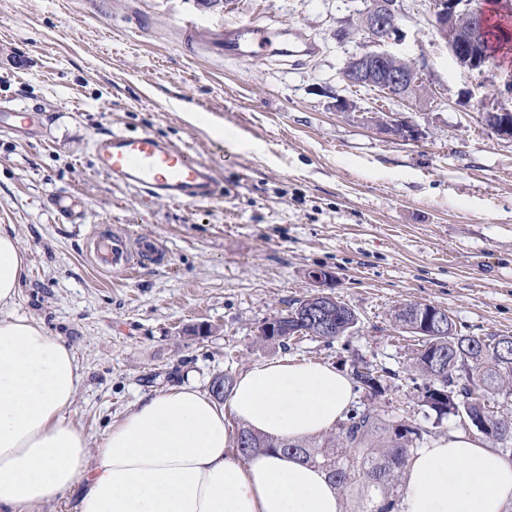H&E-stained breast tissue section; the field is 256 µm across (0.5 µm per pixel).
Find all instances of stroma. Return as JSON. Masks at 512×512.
<instances>
[{
  "mask_svg": "<svg viewBox=\"0 0 512 512\" xmlns=\"http://www.w3.org/2000/svg\"><path fill=\"white\" fill-rule=\"evenodd\" d=\"M391 51L423 66L446 105L417 115L424 138L380 134L333 109L346 60L339 40L364 0H0V110L33 108L29 130L0 129V225L28 268L12 307L72 346L82 383L70 417L97 443L141 398L238 375L279 358L386 370L382 395L357 402L425 429L464 430L418 400L416 342L390 314L445 310L462 332L512 335V141L486 127L470 92L504 70L459 67L430 22L429 0H402ZM254 18L319 50L260 63L214 53L205 36ZM193 22L201 40L183 41ZM153 132L210 164L223 195L153 201L97 173L91 144L110 130ZM77 195L69 217L53 199ZM155 240L134 275L93 264L104 235ZM355 310L353 333L264 346L258 331L314 290L313 271Z\"/></svg>",
  "mask_w": 512,
  "mask_h": 512,
  "instance_id": "1",
  "label": "stroma"
}]
</instances>
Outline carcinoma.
I'll return each mask as SVG.
<instances>
[{
    "instance_id": "carcinoma-1",
    "label": "carcinoma",
    "mask_w": 512,
    "mask_h": 512,
    "mask_svg": "<svg viewBox=\"0 0 512 512\" xmlns=\"http://www.w3.org/2000/svg\"><path fill=\"white\" fill-rule=\"evenodd\" d=\"M483 51L495 60L499 51L512 45V31L484 18ZM313 308L309 297L296 300L274 318L277 332L262 335L264 343L310 337L331 342L351 332L358 316L342 301H336L329 317L336 330L326 333L308 320ZM395 324L416 337L419 349L414 356V372L424 380L419 399L436 414L437 420L448 415L479 423L480 433L494 445H512V412L501 408L498 399L512 398V336L481 337L464 334L443 310L430 304L406 303L391 314ZM427 321L439 323L444 330L429 334L422 330ZM356 388L370 396L382 393V375L374 382L358 370L352 371ZM240 436L249 440V447L238 448L247 457L259 451H280L293 455L321 469L341 492L360 488L368 493L363 512H394L391 498L399 485L401 474L422 439L423 429L398 417H385L377 408L352 405L337 424V431L318 440L298 442L276 441L239 427Z\"/></svg>"
}]
</instances>
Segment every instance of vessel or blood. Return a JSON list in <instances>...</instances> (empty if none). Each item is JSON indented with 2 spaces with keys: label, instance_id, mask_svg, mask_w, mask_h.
Instances as JSON below:
<instances>
[{
  "label": "vessel or blood",
  "instance_id": "1",
  "mask_svg": "<svg viewBox=\"0 0 512 512\" xmlns=\"http://www.w3.org/2000/svg\"><path fill=\"white\" fill-rule=\"evenodd\" d=\"M212 48L242 62L273 56L299 58L317 51L314 43H295L285 39L283 30L252 20L217 31ZM92 158L97 172L113 183L135 188L148 199L191 203L210 200L217 194L218 183L207 163L148 131L130 134L115 130L95 138ZM96 256L113 271L129 275L135 270L122 238L99 242Z\"/></svg>",
  "mask_w": 512,
  "mask_h": 512
}]
</instances>
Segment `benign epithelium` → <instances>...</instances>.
I'll list each match as a JSON object with an SVG mask.
<instances>
[{"mask_svg":"<svg viewBox=\"0 0 512 512\" xmlns=\"http://www.w3.org/2000/svg\"><path fill=\"white\" fill-rule=\"evenodd\" d=\"M429 11L433 27L459 66L480 71L488 65L478 36L480 9L472 6L470 0H431ZM400 19L401 6L398 0H377L371 10L362 15L359 23L349 26L348 36H364L366 49L346 62L342 70V81L351 87L378 86L386 96L400 100L409 99L410 89L417 86L420 89V100L415 111L428 112L437 100V95L423 78L421 67L415 64L410 71L401 67V56L386 49V44L400 33ZM511 105L512 95L501 93V88L477 101V108L486 118L491 113L509 111ZM363 119L386 135L392 134L393 127L398 123L403 126V139L408 141H416L425 134L409 116L389 112L381 116L375 111H369ZM331 280L333 275L326 270L315 276V283L320 290L312 294L316 299L312 314L319 320L323 319V314L335 302L333 294L322 291Z\"/></svg>","mask_w":512,"mask_h":512,"instance_id":"benign-epithelium-1","label":"benign epithelium"}]
</instances>
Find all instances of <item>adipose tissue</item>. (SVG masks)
I'll use <instances>...</instances> for the list:
<instances>
[{
  "instance_id": "1",
  "label": "adipose tissue",
  "mask_w": 512,
  "mask_h": 512,
  "mask_svg": "<svg viewBox=\"0 0 512 512\" xmlns=\"http://www.w3.org/2000/svg\"><path fill=\"white\" fill-rule=\"evenodd\" d=\"M26 254L0 225V512H34L80 487L78 512H343L318 468L239 455L227 423L300 441L335 429L353 384L335 367L279 359L236 377L226 403L193 384L140 399L97 448L68 419L82 382L75 350L12 314ZM404 512H512V459L462 432L418 449Z\"/></svg>"
}]
</instances>
